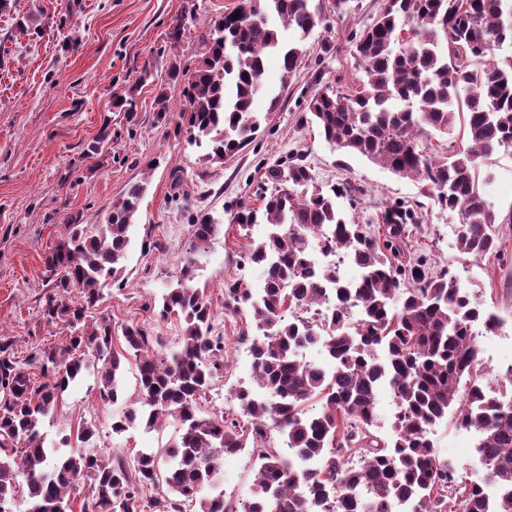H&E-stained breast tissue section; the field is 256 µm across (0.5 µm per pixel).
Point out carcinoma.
I'll use <instances>...</instances> for the list:
<instances>
[{"instance_id": "cac0c4a2", "label": "carcinoma", "mask_w": 512, "mask_h": 512, "mask_svg": "<svg viewBox=\"0 0 512 512\" xmlns=\"http://www.w3.org/2000/svg\"><path fill=\"white\" fill-rule=\"evenodd\" d=\"M323 9L314 0H238L214 20L193 70L169 66L170 79L187 77L175 135L210 163L250 145L279 105L274 94L267 113L253 110L265 86L266 54L280 53L281 87L288 86ZM353 43L365 79L354 91H314L310 122L336 149L424 183L440 207L458 212L460 253L498 252L497 217L476 160L512 146V54L493 57L495 49L512 48V0H384ZM459 118L467 148L443 159L426 154L430 131L446 133ZM267 181L272 189L260 188L261 206L236 213L245 239L253 225L269 226L265 239L241 254L261 270V284L224 289V310L249 316L262 333L256 341L245 327L238 336L251 343L253 357L252 383L234 389L241 418L199 407L224 369V337L212 335V302L192 285V259L161 297L160 317L182 321L167 356L150 355L153 339L131 327L123 330L125 348L114 349L111 318L89 319L103 287L123 270L146 191L133 184L105 223L70 225L45 259L53 294L43 317L70 328L65 343L21 359L11 342H0V512H13L19 498L28 512H63L86 485L80 512H145L147 485L170 496L172 512H393L397 505L409 512H512V399L472 378L476 328L494 332L498 320L449 272L388 257L411 220L404 206L385 213L381 243L338 205L340 198H359L361 186L317 185L301 155L268 170ZM191 226L195 252L217 222L199 212ZM318 247L346 252L359 277L343 280L335 263L313 268ZM75 289L78 303L67 297ZM313 346L328 365L296 358V350ZM130 355L139 370L140 407L116 417L112 432L154 430L172 418L178 437L162 449H139L131 461L47 447L41 424L89 368V357L102 361L96 384L105 405L117 402ZM383 387L396 404L390 443L375 430ZM450 410L458 426L478 435L481 483L457 482L455 464L428 437ZM245 450L256 460L251 496L233 505L218 480L221 460Z\"/></svg>"}]
</instances>
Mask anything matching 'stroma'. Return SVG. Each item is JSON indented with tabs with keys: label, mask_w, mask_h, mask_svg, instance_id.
<instances>
[{
	"label": "stroma",
	"mask_w": 512,
	"mask_h": 512,
	"mask_svg": "<svg viewBox=\"0 0 512 512\" xmlns=\"http://www.w3.org/2000/svg\"><path fill=\"white\" fill-rule=\"evenodd\" d=\"M237 0H15L13 11L0 13V340L13 344L18 356L65 340L64 325L40 316L50 293L45 256L68 234V220L103 223L112 204L134 183L146 182V193L131 228L122 286H108L96 311L112 320L114 348L124 345L126 327L153 336L152 351L164 356L180 334L177 318L158 315L161 296L194 258V284L205 290L214 310L213 330L224 338L227 365L201 400L207 412L238 413L233 388L252 376L248 345L236 337L240 316L224 309V287L241 279L257 283L255 268L240 255L249 240H262L267 227L254 225L243 238L233 222L239 206L258 205L257 185L281 158L302 155L317 183L343 180L360 185L358 205L340 200L348 220L385 236L386 210L406 202L420 216L405 233L404 262L421 261L446 269L472 299L495 314L500 328L478 336L477 380L512 393V147L482 160L485 195L497 215L500 247L496 254L474 258L455 247L459 218L428 197L420 182L401 178L378 164L328 145L316 125L308 123L306 104L314 90L354 88L364 72L354 58L352 36L371 24L381 0H337L325 7L322 22L308 39V51L289 85H282L277 57H269L265 84L280 90V107L268 112L265 97L255 109L268 112L257 139L224 163L202 161L199 150L175 137L172 121L184 103L182 83L170 82L172 61L188 65L202 50L213 19ZM36 15L39 32L20 33L18 16ZM185 18V32L171 44L174 20ZM154 78L137 79L143 69ZM166 94L168 122L156 120L159 94ZM133 97L134 114L114 102ZM111 135L103 156L87 157L88 142L102 128ZM211 213L220 222L211 241L190 254L191 214ZM161 250H154V243ZM140 400L134 362L123 368L122 392L116 404L96 399L94 375L70 384L54 418L43 430L48 445L75 436L86 416H94L93 443L104 456L134 457L142 448H163L175 438L174 423L147 432L133 427L112 431L113 416ZM430 437L439 452L457 465L458 481L477 479L482 467L474 454V434L453 421L435 426ZM254 458L245 452L225 457L221 480L225 497H248Z\"/></svg>",
	"instance_id": "stroma-1"
}]
</instances>
